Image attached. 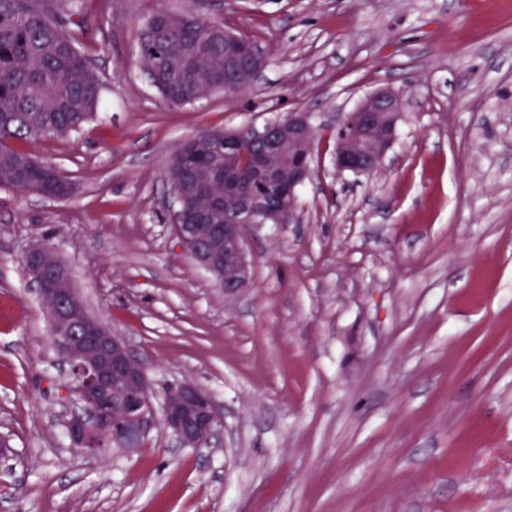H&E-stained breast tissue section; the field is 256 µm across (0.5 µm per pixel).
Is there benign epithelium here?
Wrapping results in <instances>:
<instances>
[{"instance_id": "obj_1", "label": "benign epithelium", "mask_w": 512, "mask_h": 512, "mask_svg": "<svg viewBox=\"0 0 512 512\" xmlns=\"http://www.w3.org/2000/svg\"><path fill=\"white\" fill-rule=\"evenodd\" d=\"M241 35L224 30V64L236 80L224 85L235 90L252 83L260 70L243 63L238 48ZM404 116L402 97L389 89L370 94L336 126V168L369 174L385 164ZM315 129L303 113L267 122L260 128L224 130V157L231 158L244 141L252 144L250 164H224V173L201 181L183 172L170 183L174 201L172 231L182 249L229 293L249 286L251 267L245 250L247 229L253 224H284L296 218L298 189L311 178L312 163H298V156L312 155ZM225 184L222 196L209 191L211 184ZM188 195L207 197V206L187 211ZM224 215V223L214 217ZM27 278L48 307L49 325L56 348L71 365L74 382L68 390L65 420L73 446L88 454L102 451L97 406L107 388L112 402L135 394L144 406L112 416V424H125L142 440L156 424L183 448L211 444L224 423L212 397L191 383H179L158 395L144 359L127 342L90 315L72 284L69 268L53 248L34 238L23 256Z\"/></svg>"}]
</instances>
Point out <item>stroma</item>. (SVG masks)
Here are the masks:
<instances>
[{
    "instance_id": "stroma-1",
    "label": "stroma",
    "mask_w": 512,
    "mask_h": 512,
    "mask_svg": "<svg viewBox=\"0 0 512 512\" xmlns=\"http://www.w3.org/2000/svg\"><path fill=\"white\" fill-rule=\"evenodd\" d=\"M205 13L267 52L246 91L170 105L138 31ZM106 111L33 147L64 199L0 186V512H512V0H93L78 16ZM405 112L386 164L334 165L372 92ZM317 130L298 221L250 227L231 295L179 247L167 163L212 127ZM41 235L157 390L209 392L224 429L87 455L70 368L21 258Z\"/></svg>"
}]
</instances>
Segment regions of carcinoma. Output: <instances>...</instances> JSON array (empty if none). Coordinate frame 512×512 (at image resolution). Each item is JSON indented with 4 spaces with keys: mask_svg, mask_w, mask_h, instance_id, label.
I'll use <instances>...</instances> for the list:
<instances>
[{
    "mask_svg": "<svg viewBox=\"0 0 512 512\" xmlns=\"http://www.w3.org/2000/svg\"><path fill=\"white\" fill-rule=\"evenodd\" d=\"M87 0H0V185L22 195L65 196L70 182L45 167L30 146L65 136L95 120L103 83L80 50L72 16ZM145 71L175 106L224 88V26L201 13L156 12L139 30ZM224 138L213 128L188 138L171 156L205 172L216 161L207 146Z\"/></svg>",
    "mask_w": 512,
    "mask_h": 512,
    "instance_id": "cac0c4a2",
    "label": "carcinoma"
}]
</instances>
